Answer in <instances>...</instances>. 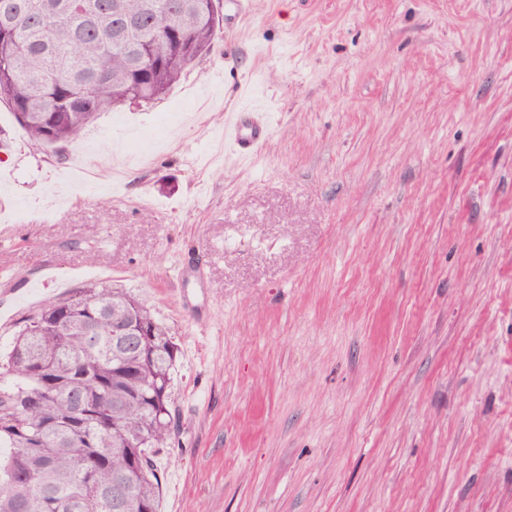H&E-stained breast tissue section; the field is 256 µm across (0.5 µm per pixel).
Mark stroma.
Masks as SVG:
<instances>
[{
    "instance_id": "stroma-1",
    "label": "stroma",
    "mask_w": 512,
    "mask_h": 512,
    "mask_svg": "<svg viewBox=\"0 0 512 512\" xmlns=\"http://www.w3.org/2000/svg\"><path fill=\"white\" fill-rule=\"evenodd\" d=\"M87 281L178 348L159 512H512V0H245L62 161L0 106V364ZM253 108H243L231 125L227 136L232 147L242 155L250 154L268 135L267 126L258 123L254 117Z\"/></svg>"
}]
</instances>
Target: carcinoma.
Returning a JSON list of instances; mask_svg holds the SVG:
<instances>
[{"instance_id":"1","label":"carcinoma","mask_w":512,"mask_h":512,"mask_svg":"<svg viewBox=\"0 0 512 512\" xmlns=\"http://www.w3.org/2000/svg\"><path fill=\"white\" fill-rule=\"evenodd\" d=\"M66 17L42 0H0V103L30 142L59 155L96 115L149 105L178 83L216 38L213 0H65ZM119 313L140 335L92 341L73 313ZM177 347L130 293L86 282L22 321L0 385V512H158L151 449L172 434L171 369Z\"/></svg>"}]
</instances>
